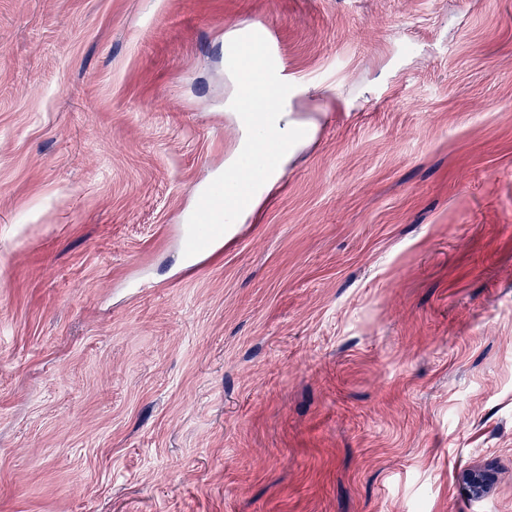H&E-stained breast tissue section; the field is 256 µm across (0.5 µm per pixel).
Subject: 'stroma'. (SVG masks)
<instances>
[{"instance_id": "35a3bbf8", "label": "stroma", "mask_w": 512, "mask_h": 512, "mask_svg": "<svg viewBox=\"0 0 512 512\" xmlns=\"http://www.w3.org/2000/svg\"><path fill=\"white\" fill-rule=\"evenodd\" d=\"M255 26L316 128L194 262ZM0 512H512V0H0Z\"/></svg>"}]
</instances>
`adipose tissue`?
<instances>
[{"label": "adipose tissue", "instance_id": "1", "mask_svg": "<svg viewBox=\"0 0 512 512\" xmlns=\"http://www.w3.org/2000/svg\"><path fill=\"white\" fill-rule=\"evenodd\" d=\"M262 34L258 31H242L231 40L233 51L256 66L255 84L258 90L256 100L247 105L238 101L229 102L227 108L235 112L241 132L236 153L240 159H256L263 145H270L275 151L274 165L259 164L253 174V187L247 200L233 195L225 196L224 212L227 216L224 227L225 238L235 233L237 214H252L261 203L267 188L277 182L285 166L310 142L314 122L301 118L292 109L294 89L284 88L275 80L280 71L278 62L266 59L258 49Z\"/></svg>", "mask_w": 512, "mask_h": 512}]
</instances>
